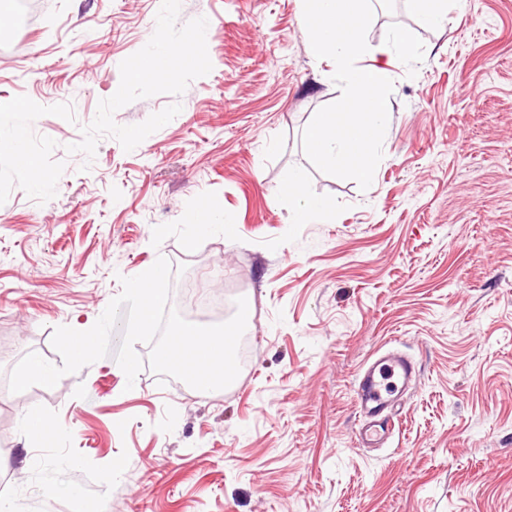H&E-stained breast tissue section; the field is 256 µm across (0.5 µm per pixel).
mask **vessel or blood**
Instances as JSON below:
<instances>
[{"mask_svg": "<svg viewBox=\"0 0 512 512\" xmlns=\"http://www.w3.org/2000/svg\"><path fill=\"white\" fill-rule=\"evenodd\" d=\"M415 373L404 354L388 351L377 356L357 378L356 408L361 419L357 444L369 448L383 442L391 427L392 408Z\"/></svg>", "mask_w": 512, "mask_h": 512, "instance_id": "obj_1", "label": "vessel or blood"}]
</instances>
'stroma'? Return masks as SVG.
<instances>
[{"label": "stroma", "instance_id": "obj_1", "mask_svg": "<svg viewBox=\"0 0 512 512\" xmlns=\"http://www.w3.org/2000/svg\"><path fill=\"white\" fill-rule=\"evenodd\" d=\"M371 0L424 44L394 83L371 186L317 170L302 132L336 101L303 0H177L204 66L129 77L162 0H45L0 33V129L22 127L40 197L0 157V493L17 512H512V0ZM122 88L114 102L113 88ZM334 205L295 224L288 173ZM229 233L187 234L199 199ZM173 267L170 305L218 324L246 298L249 364L212 397L114 356L14 394L54 328L84 329L121 277ZM417 365L392 436L356 445L354 384L379 349ZM37 413L58 436L29 440ZM120 471H112L114 461ZM413 10L430 26L442 24L447 15L446 0H410Z\"/></svg>", "mask_w": 512, "mask_h": 512}]
</instances>
